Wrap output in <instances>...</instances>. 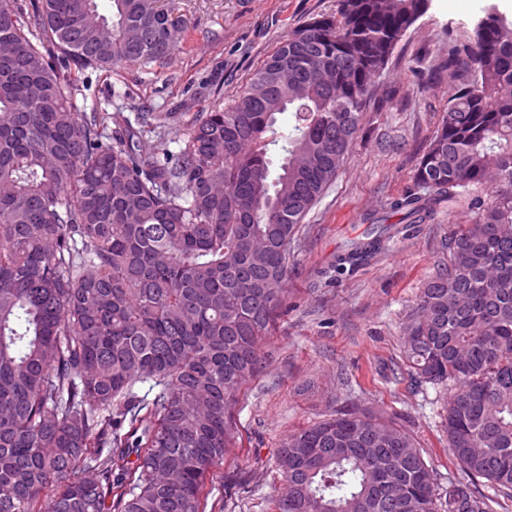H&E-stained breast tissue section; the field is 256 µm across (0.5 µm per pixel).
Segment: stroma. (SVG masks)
<instances>
[{
  "label": "stroma",
  "instance_id": "stroma-1",
  "mask_svg": "<svg viewBox=\"0 0 512 512\" xmlns=\"http://www.w3.org/2000/svg\"><path fill=\"white\" fill-rule=\"evenodd\" d=\"M501 0H429L377 82L387 94L365 112L362 131L335 181L305 217L290 262L288 310L261 344L262 365L241 389L235 437L200 492L201 512H276L283 488L276 464L292 431L370 409L402 424L431 462L440 487L463 480L440 426L445 400L417 387L403 358V326L424 283L447 261L456 217L401 238L389 251L337 280L321 269L369 213L413 184L415 167L448 101L449 43L466 41L483 7ZM172 18L194 28L169 66H128L87 74L85 104L111 108L117 96L153 113L156 153L176 150L197 113L232 104L262 61L292 29L335 13L337 0H163Z\"/></svg>",
  "mask_w": 512,
  "mask_h": 512
}]
</instances>
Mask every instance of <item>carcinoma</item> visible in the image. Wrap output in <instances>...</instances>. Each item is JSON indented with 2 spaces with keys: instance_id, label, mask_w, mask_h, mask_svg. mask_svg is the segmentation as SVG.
<instances>
[{
  "instance_id": "1",
  "label": "carcinoma",
  "mask_w": 512,
  "mask_h": 512,
  "mask_svg": "<svg viewBox=\"0 0 512 512\" xmlns=\"http://www.w3.org/2000/svg\"><path fill=\"white\" fill-rule=\"evenodd\" d=\"M107 2L0 0V512H200L287 303L297 225L428 6L339 0L158 156L150 113L109 134L99 110L80 111L79 84L166 64L188 29L159 0ZM445 67L453 92L389 209L407 227L462 219L403 353L415 384L449 392L448 451L469 481L439 488L406 429L354 411L281 441L277 512H490L481 479L512 494V17L486 9ZM285 112L280 145L267 133ZM365 221L328 272L368 264L400 233Z\"/></svg>"
}]
</instances>
